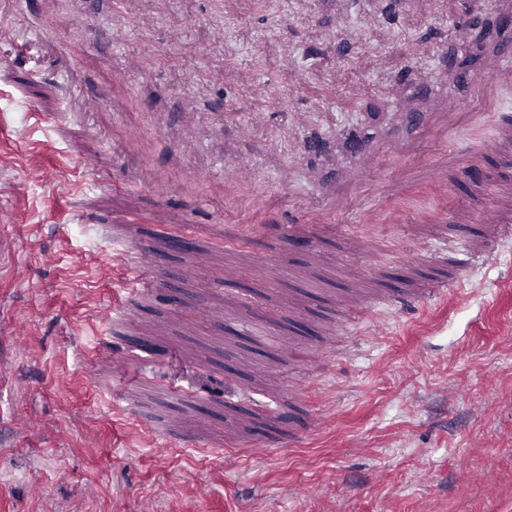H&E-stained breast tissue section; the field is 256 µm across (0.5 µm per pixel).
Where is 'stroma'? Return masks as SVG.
Segmentation results:
<instances>
[{"mask_svg": "<svg viewBox=\"0 0 512 512\" xmlns=\"http://www.w3.org/2000/svg\"><path fill=\"white\" fill-rule=\"evenodd\" d=\"M464 2L0 0V359L14 365L0 512H512V242L461 272L482 225L426 224L420 244L358 221L368 207L462 217L512 190L482 147L497 118L445 142L428 126L479 105L448 72L462 44L483 78L512 51L497 24L512 0H487L479 28L463 27ZM86 95L103 105L87 127L30 116ZM248 112L268 118L244 138ZM349 129L366 140L353 155ZM393 141L418 143L423 164L456 150L489 178L474 188L454 170L391 197L406 158L363 168ZM245 154L254 176L226 200ZM138 172L166 200L124 187ZM301 207L326 220L306 243L286 229ZM184 224L199 254L169 250L157 293L142 292L129 248ZM365 232L369 277L354 281L343 236ZM228 265L248 291L223 283ZM448 274L455 288L418 310L378 305L329 335L337 301ZM170 280L180 298L165 304ZM247 304L276 341L228 333Z\"/></svg>", "mask_w": 512, "mask_h": 512, "instance_id": "stroma-1", "label": "stroma"}]
</instances>
